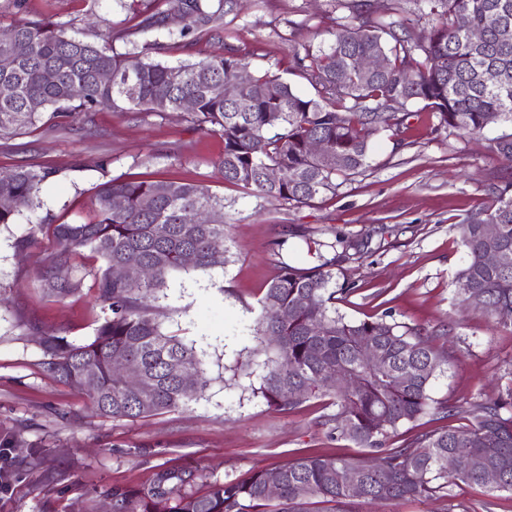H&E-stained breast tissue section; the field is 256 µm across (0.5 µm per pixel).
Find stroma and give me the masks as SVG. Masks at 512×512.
Segmentation results:
<instances>
[{"label": "stroma", "instance_id": "1", "mask_svg": "<svg viewBox=\"0 0 512 512\" xmlns=\"http://www.w3.org/2000/svg\"><path fill=\"white\" fill-rule=\"evenodd\" d=\"M156 7L155 0H27L30 15L99 31L134 28ZM333 7L332 0H246L225 29L157 59L175 65L230 46L250 53L253 72L288 71L296 51L330 42L319 18ZM407 110L400 137H372L364 172L299 206L225 183L223 140L185 112H47L33 132L0 138V170L28 164L51 173L40 208L0 226V467L10 474L0 512H99L113 486H149L161 468L221 482L273 468L295 451L335 453L324 403L276 413L258 392V374L239 367L265 358L253 328L267 283L280 264H317L316 240L365 244L337 273L355 288L336 303L347 319L382 317L433 332L448 354L430 387L434 400L469 411L511 396L512 330L462 307L453 274L464 257L456 224L493 203L495 184L512 180V164L491 150L512 123L462 136L438 128L419 104ZM131 175L192 180L223 195L229 256L225 267L173 275L156 308L163 329L195 347L210 385L188 406L135 420L98 415L84 393L47 371L39 344L44 336L83 343L103 315L94 288L63 299L42 291L40 273L56 254L46 225L92 219L96 186ZM21 238L30 241L23 250L15 246ZM34 451L44 465H26ZM353 512H512V493L462 484L445 504L360 503Z\"/></svg>", "mask_w": 512, "mask_h": 512}]
</instances>
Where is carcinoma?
Returning <instances> with one entry per match:
<instances>
[{"label": "carcinoma", "mask_w": 512, "mask_h": 512, "mask_svg": "<svg viewBox=\"0 0 512 512\" xmlns=\"http://www.w3.org/2000/svg\"><path fill=\"white\" fill-rule=\"evenodd\" d=\"M239 0H174L182 18L178 31L166 23L168 11L143 17L136 32L142 44L121 53L108 29L86 33L42 15L28 18L25 0H12L15 18L0 24V137L36 126L47 109L61 116L104 109L157 114L183 111L191 100V119L219 135L224 151L219 166L224 182L267 199L307 204L321 194H336V177L361 173L367 166L369 139L395 131L398 113L410 103L436 115L438 127L465 135L481 133L499 120L512 121V0H421L431 18L416 30L392 21L401 0H382V11L357 0H336L346 16H325L333 40L326 48L295 53L285 72L299 73L315 96L297 93L287 78L266 72L250 74L241 88L252 101L238 112L224 99V84L249 69L248 55L233 49L222 55L170 66L153 55L184 46L189 35L203 36L225 25ZM479 29L474 41L469 30ZM382 55L378 73L360 68L364 58ZM494 71L490 84L485 73ZM108 73L111 81L101 80ZM136 86L135 95L126 91ZM322 140L327 155L308 150ZM492 151L512 163V134L494 140ZM276 167L282 180L269 184L264 170ZM47 170L21 165L0 171V224L40 206L39 192ZM494 206L478 209L457 231L465 260L454 283L461 302L488 317L511 311L512 322V182L495 188ZM123 200L114 209L112 201ZM202 210L206 224H185L187 211ZM94 219L76 224H48L57 247L54 261L41 276L48 295L81 292L85 273L68 264L71 255L88 249L102 261L94 273L98 299L108 306L92 340L73 345L47 336L41 345L47 370L81 389L87 373L98 387L88 398L105 417L143 418L170 411L198 398L208 380L195 347L163 330L148 302L160 298L174 272L211 271L227 262L224 197L207 186L175 180L113 178L100 183L94 196ZM498 225L490 239L483 225ZM341 253L320 264L299 268L283 264L260 300L256 335L268 348L260 394L281 414H291L313 399L336 407V440L362 449L356 455L294 453L271 470L213 481L195 488L190 470L160 469L148 488L112 487V512H347L356 501L367 504L446 501L459 484H478L512 493V406L505 400L479 405L461 426L417 433L400 445L392 437L399 426L434 413L457 415L448 402L432 406V381L443 372L446 353L421 327L384 318L351 321L336 310V295H349L348 282L336 285V266L359 244L344 237L329 248ZM500 254L490 266L485 255ZM195 256L192 265L182 255ZM135 255L153 269L142 282L112 277V267ZM371 346L377 362L361 356ZM125 354L140 366L143 387L129 389L112 373V357ZM184 375L173 377L169 365ZM354 379L347 388L335 374ZM406 381H400V378ZM450 454L468 465L454 475L440 461ZM494 470L499 482L485 474ZM277 474L281 494L266 495L268 478Z\"/></svg>", "instance_id": "carcinoma-1"}]
</instances>
